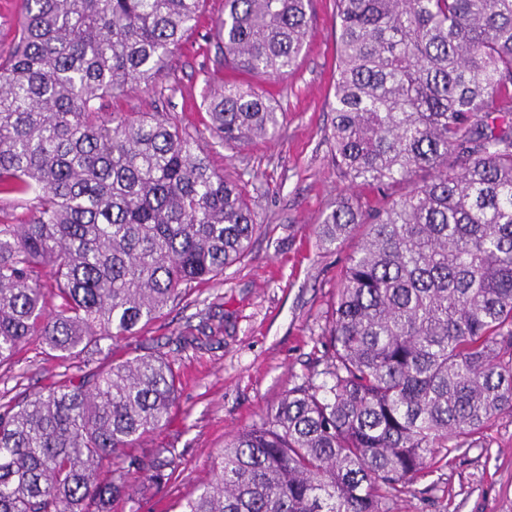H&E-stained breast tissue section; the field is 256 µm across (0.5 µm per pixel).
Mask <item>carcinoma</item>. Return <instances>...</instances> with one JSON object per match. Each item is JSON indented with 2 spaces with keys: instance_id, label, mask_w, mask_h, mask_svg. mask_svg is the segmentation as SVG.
Returning <instances> with one entry per match:
<instances>
[{
  "instance_id": "1",
  "label": "carcinoma",
  "mask_w": 512,
  "mask_h": 512,
  "mask_svg": "<svg viewBox=\"0 0 512 512\" xmlns=\"http://www.w3.org/2000/svg\"><path fill=\"white\" fill-rule=\"evenodd\" d=\"M203 0H21L0 56V364L32 339L63 361L133 336L251 251L240 180L170 112H114L196 27ZM311 0H225L221 68L277 79L311 37ZM332 118L349 193L317 225L357 238L326 315L322 377L226 441L183 512H387L512 412V0H336ZM228 147L273 137L267 93L219 80ZM382 191L375 207L364 190ZM179 379L159 352L0 404V512H111L127 475L160 487ZM31 198L32 196H27L23 199H16L0 195V215L1 209H3L5 212L12 214L14 222L29 220L34 213Z\"/></svg>"
}]
</instances>
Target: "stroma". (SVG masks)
<instances>
[{"label": "stroma", "instance_id": "stroma-1", "mask_svg": "<svg viewBox=\"0 0 512 512\" xmlns=\"http://www.w3.org/2000/svg\"><path fill=\"white\" fill-rule=\"evenodd\" d=\"M224 0H205L201 20L149 87L105 98V112H174L198 135L211 165L241 178L261 229L250 253L218 280L192 287L163 317L123 340L127 359L158 348L180 378L169 425L139 442L138 452L174 448L179 465L168 485L146 492L144 473L112 512H180L213 477L212 461L241 429L258 421L282 392L303 383L325 351L324 313L352 242L325 248L319 218L346 187L334 163L336 4L313 0L312 37L288 78L239 76L260 84L283 112L277 137L230 148L212 138L203 100L221 73L213 38ZM59 360L44 345L21 348L0 364V403H17L57 380ZM389 512H512V414L492 419L476 444L418 480Z\"/></svg>", "mask_w": 512, "mask_h": 512}]
</instances>
